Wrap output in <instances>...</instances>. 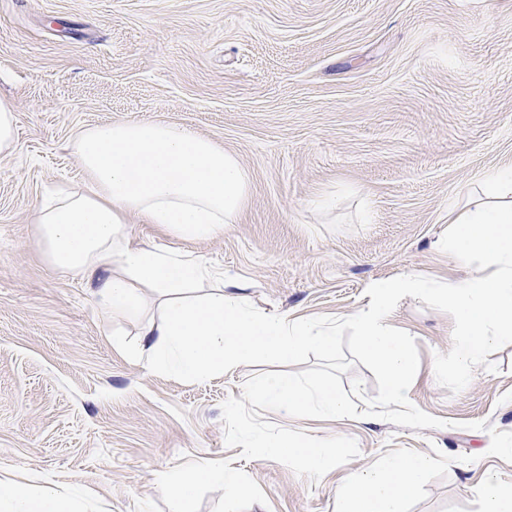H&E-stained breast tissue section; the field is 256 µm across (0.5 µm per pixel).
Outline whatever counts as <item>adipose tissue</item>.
Returning <instances> with one entry per match:
<instances>
[{
	"instance_id": "obj_1",
	"label": "adipose tissue",
	"mask_w": 512,
	"mask_h": 512,
	"mask_svg": "<svg viewBox=\"0 0 512 512\" xmlns=\"http://www.w3.org/2000/svg\"><path fill=\"white\" fill-rule=\"evenodd\" d=\"M74 149L86 185L39 205L43 255L56 269L85 281L93 300L107 311L137 315L140 289L159 293L164 320L145 327L137 342L149 368L204 379L234 371L260 353L288 361L309 345L332 347L333 330L316 322L299 325L284 315L242 307L236 279L189 299L188 291L211 276L201 259L130 244L127 224L133 216L180 240H206L232 223L248 185L233 155L186 127L151 120L86 128ZM477 181L480 195L448 211V248L463 267L482 258L492 276L477 271L435 288L414 273L370 286L372 301L359 326L365 351L386 376L391 402H406L415 372L402 335L389 322L397 297L430 295L455 312L458 327L448 356L462 384L491 344L512 335V169L483 173ZM61 500L52 489L0 481V508L59 512Z\"/></svg>"
}]
</instances>
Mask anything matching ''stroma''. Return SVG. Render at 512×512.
<instances>
[{
    "label": "stroma",
    "instance_id": "stroma-1",
    "mask_svg": "<svg viewBox=\"0 0 512 512\" xmlns=\"http://www.w3.org/2000/svg\"><path fill=\"white\" fill-rule=\"evenodd\" d=\"M0 98L17 118L0 162V480L65 493L69 512H335L338 488L399 448L451 456L411 512H481L473 486L512 483L488 430L512 432V337L468 385L447 365L457 317L402 296L392 326L416 372L410 401L447 420L265 421L354 438L360 454L318 482L226 447L221 404L263 364L182 378L131 351L142 317L98 309L86 284L44 261L43 198L82 189L73 142L85 127L152 119L209 137L249 188L234 222L176 240L131 219L132 244L197 257L238 279L244 305L290 320L367 309L370 286L421 273L465 278L446 248L448 209L477 174L512 168V0H0ZM335 195L336 207L317 209ZM221 468L235 494L201 482L182 499L158 481Z\"/></svg>",
    "mask_w": 512,
    "mask_h": 512
}]
</instances>
